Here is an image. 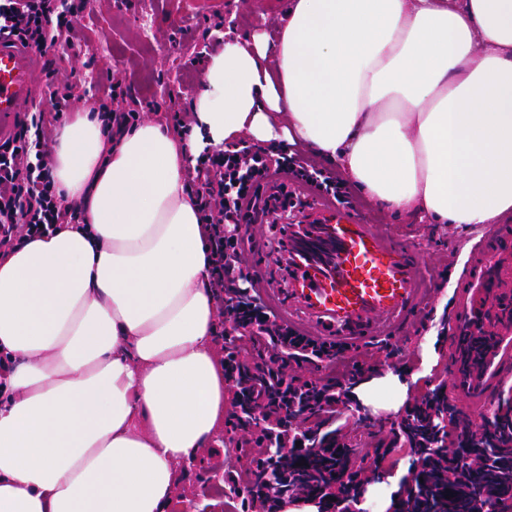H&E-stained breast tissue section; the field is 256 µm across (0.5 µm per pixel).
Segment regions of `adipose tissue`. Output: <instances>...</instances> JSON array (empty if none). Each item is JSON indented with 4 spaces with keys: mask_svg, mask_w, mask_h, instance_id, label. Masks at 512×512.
<instances>
[{
    "mask_svg": "<svg viewBox=\"0 0 512 512\" xmlns=\"http://www.w3.org/2000/svg\"><path fill=\"white\" fill-rule=\"evenodd\" d=\"M190 135L49 147L78 224L0 252V512H170L224 429L211 248L183 173L204 145L297 138L380 207L485 227L512 212V0H292L276 45L225 43Z\"/></svg>",
    "mask_w": 512,
    "mask_h": 512,
    "instance_id": "ef3b65f1",
    "label": "adipose tissue"
}]
</instances>
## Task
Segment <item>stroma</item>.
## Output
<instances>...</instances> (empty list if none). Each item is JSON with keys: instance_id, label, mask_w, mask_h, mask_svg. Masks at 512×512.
Instances as JSON below:
<instances>
[{"instance_id": "1", "label": "stroma", "mask_w": 512, "mask_h": 512, "mask_svg": "<svg viewBox=\"0 0 512 512\" xmlns=\"http://www.w3.org/2000/svg\"><path fill=\"white\" fill-rule=\"evenodd\" d=\"M289 0H85L75 19L72 45L44 54V93L72 84V109L98 108V87L121 80L124 109L143 119L167 122L169 113L191 115L204 78L206 56L224 46V28L246 37L256 32L276 40L286 20ZM352 206L364 209L384 230L425 255L424 275L438 279L459 269L481 229L465 224H429L417 215L401 218L378 209L352 185L344 187ZM447 296L429 310L414 313L396 326L391 337L363 343L358 355L374 366L372 379L359 388L362 406L340 413L347 425L344 439L352 449L354 468H368L380 441L390 440L393 423L405 403L421 401L448 385ZM397 461L384 482L372 484L371 512H383L398 483L411 472L416 458L406 442L395 448ZM247 457L229 433L219 434L191 465L177 469L175 512H193L201 502L208 512H224L211 493L224 471L245 466Z\"/></svg>"}]
</instances>
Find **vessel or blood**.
<instances>
[{
	"instance_id": "vessel-or-blood-1",
	"label": "vessel or blood",
	"mask_w": 512,
	"mask_h": 512,
	"mask_svg": "<svg viewBox=\"0 0 512 512\" xmlns=\"http://www.w3.org/2000/svg\"><path fill=\"white\" fill-rule=\"evenodd\" d=\"M42 56L17 40H0V134L35 97ZM286 281L265 280L263 297L279 322L342 349L385 336L430 304L421 256L359 209L312 198L281 245L265 258ZM448 319V399L475 416L512 380V225L491 229L470 248L453 287Z\"/></svg>"
}]
</instances>
